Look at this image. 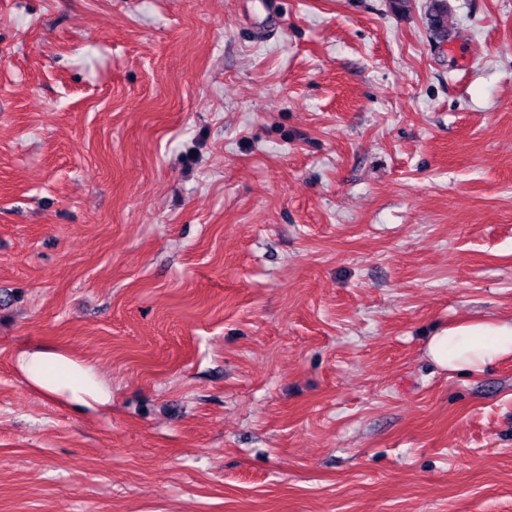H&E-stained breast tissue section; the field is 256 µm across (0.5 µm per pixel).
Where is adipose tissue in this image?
<instances>
[{
	"mask_svg": "<svg viewBox=\"0 0 512 512\" xmlns=\"http://www.w3.org/2000/svg\"><path fill=\"white\" fill-rule=\"evenodd\" d=\"M428 352L448 371L479 372L512 355L511 320L462 321L432 336ZM16 370L46 397L79 412L112 403V385L93 365L60 349L27 344L13 353Z\"/></svg>",
	"mask_w": 512,
	"mask_h": 512,
	"instance_id": "obj_1",
	"label": "adipose tissue"
}]
</instances>
